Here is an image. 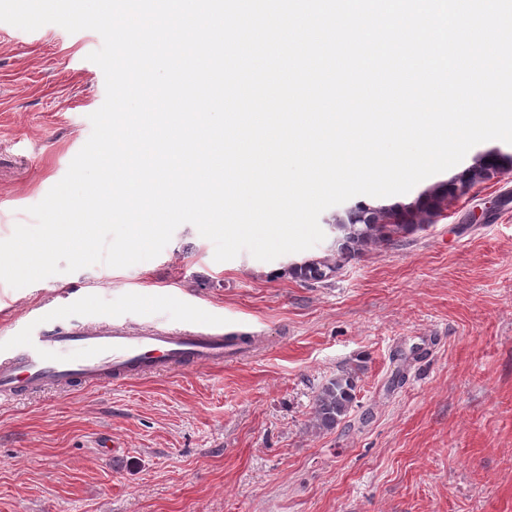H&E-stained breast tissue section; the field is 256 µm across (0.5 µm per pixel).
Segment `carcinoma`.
<instances>
[{
  "label": "carcinoma",
  "instance_id": "1",
  "mask_svg": "<svg viewBox=\"0 0 512 512\" xmlns=\"http://www.w3.org/2000/svg\"><path fill=\"white\" fill-rule=\"evenodd\" d=\"M488 156L497 160L500 168L512 166L511 155L489 152L476 156L471 165L457 174V178L470 186L493 178L487 166ZM450 194V184L441 181L408 204L387 206L365 200L355 202L333 216L330 227L334 240L330 253L302 260L291 268L292 275L304 282L330 280L348 260L435 223L447 208ZM355 390V378L349 373L327 380L313 398L312 428L318 432L336 428L351 410Z\"/></svg>",
  "mask_w": 512,
  "mask_h": 512
}]
</instances>
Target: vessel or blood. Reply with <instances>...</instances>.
I'll list each match as a JSON object with an SVG mask.
<instances>
[{
	"label": "vessel or blood",
	"instance_id": "vessel-or-blood-1",
	"mask_svg": "<svg viewBox=\"0 0 512 512\" xmlns=\"http://www.w3.org/2000/svg\"><path fill=\"white\" fill-rule=\"evenodd\" d=\"M227 350L223 329L206 324L142 331L116 323L44 328L22 350L0 358V397L129 380L175 365H217Z\"/></svg>",
	"mask_w": 512,
	"mask_h": 512
}]
</instances>
